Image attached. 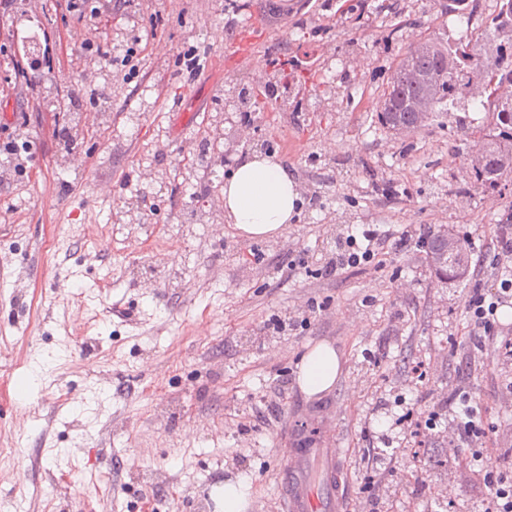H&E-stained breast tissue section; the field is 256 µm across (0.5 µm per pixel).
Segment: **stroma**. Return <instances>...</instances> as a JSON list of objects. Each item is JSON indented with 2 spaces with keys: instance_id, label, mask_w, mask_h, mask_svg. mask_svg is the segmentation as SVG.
I'll list each match as a JSON object with an SVG mask.
<instances>
[{
  "instance_id": "35a3bbf8",
  "label": "stroma",
  "mask_w": 512,
  "mask_h": 512,
  "mask_svg": "<svg viewBox=\"0 0 512 512\" xmlns=\"http://www.w3.org/2000/svg\"><path fill=\"white\" fill-rule=\"evenodd\" d=\"M476 3L466 24L448 0H301L266 25L251 24L248 0H123L106 22L48 14L51 32L111 33L108 112L89 91L81 111L56 112L76 76L54 51L41 75L54 98L12 88L0 45V141L31 144L26 180H0V512H218L213 488L238 479L245 512H283L293 435L343 449L358 512H485L487 465L512 475V358L469 335L466 303L512 272L489 234L512 210V178L470 187L488 124L472 99L405 139L376 117L417 40L484 31L496 0ZM134 35L149 45L132 66ZM270 50L305 81L275 107H245L241 88L283 78ZM74 124L75 145L55 137ZM253 152L301 186L297 221L270 240L240 237L220 206ZM350 229L385 235L382 267L315 276ZM443 229L471 243L467 280L430 271ZM323 341L343 371L309 397L298 363ZM455 390L480 403L489 440L449 457L447 416L405 450L411 423Z\"/></svg>"
}]
</instances>
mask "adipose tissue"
I'll use <instances>...</instances> for the list:
<instances>
[{
    "instance_id": "adipose-tissue-1",
    "label": "adipose tissue",
    "mask_w": 512,
    "mask_h": 512,
    "mask_svg": "<svg viewBox=\"0 0 512 512\" xmlns=\"http://www.w3.org/2000/svg\"><path fill=\"white\" fill-rule=\"evenodd\" d=\"M224 214L241 236L268 239L292 222L301 201L299 186L287 167L271 155L249 154L225 179L221 189ZM341 357L332 344L307 349L298 384L307 396L323 394L336 383Z\"/></svg>"
}]
</instances>
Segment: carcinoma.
Returning a JSON list of instances; mask_svg holds the SVG:
<instances>
[{
    "instance_id": "obj_1",
    "label": "carcinoma",
    "mask_w": 512,
    "mask_h": 512,
    "mask_svg": "<svg viewBox=\"0 0 512 512\" xmlns=\"http://www.w3.org/2000/svg\"><path fill=\"white\" fill-rule=\"evenodd\" d=\"M498 11L491 19V28L483 34L491 49V57H484L462 41L442 44L432 38L425 39L427 47L421 52L408 50L396 63L390 83L379 101L378 119L389 127L392 120L417 128L412 102L432 92L436 104L450 105L467 96V74L481 66L489 78L512 81V44L498 42L500 30L512 27V0H496ZM489 112L485 151L471 157V185L493 188L504 177L512 176V103L484 101ZM469 265L455 260L448 266L434 270L440 280L460 281L467 277Z\"/></svg>"
}]
</instances>
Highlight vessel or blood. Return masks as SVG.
Segmentation results:
<instances>
[{"mask_svg":"<svg viewBox=\"0 0 512 512\" xmlns=\"http://www.w3.org/2000/svg\"><path fill=\"white\" fill-rule=\"evenodd\" d=\"M341 451L301 444L279 474L285 512H346L348 500L339 478Z\"/></svg>","mask_w":512,"mask_h":512,"instance_id":"b4317fda","label":"vessel or blood"}]
</instances>
